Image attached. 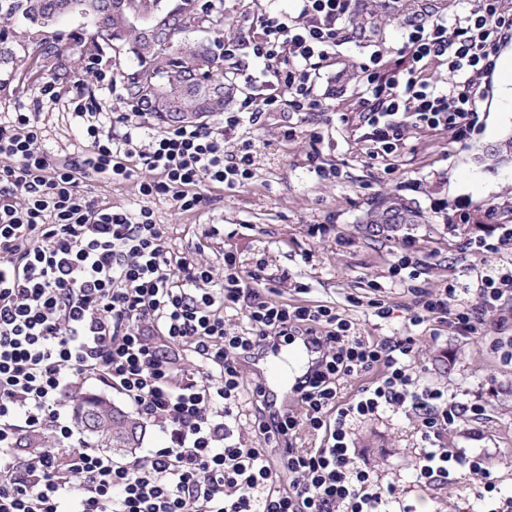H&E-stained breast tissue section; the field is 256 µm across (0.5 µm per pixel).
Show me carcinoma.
Segmentation results:
<instances>
[{"label": "carcinoma", "mask_w": 512, "mask_h": 512, "mask_svg": "<svg viewBox=\"0 0 512 512\" xmlns=\"http://www.w3.org/2000/svg\"><path fill=\"white\" fill-rule=\"evenodd\" d=\"M453 0H354L351 16L356 38L381 41L382 22L400 18L424 20L448 9ZM20 19L24 38L0 30V62L13 60L16 51L26 58L24 77L50 74L42 61L57 51H71L77 64L102 59L112 50V73L139 110L164 124L194 123L217 115L231 101L235 85L224 71V20L215 0H0V19ZM165 76L185 86L176 117L163 106H149L154 85ZM227 89L222 100L207 90ZM366 224L388 229L424 223L423 215L396 194L381 198L368 212ZM77 427L94 439V447L125 451L141 444L143 423L97 396L77 395Z\"/></svg>", "instance_id": "1"}]
</instances>
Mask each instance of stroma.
<instances>
[{
    "label": "stroma",
    "instance_id": "obj_1",
    "mask_svg": "<svg viewBox=\"0 0 512 512\" xmlns=\"http://www.w3.org/2000/svg\"><path fill=\"white\" fill-rule=\"evenodd\" d=\"M402 26L390 24L381 43L344 40L320 69L314 93L325 109L306 115L268 112L257 125H243L241 137L254 144V176L242 187H212L200 210L183 212L171 201L152 203L170 251L193 264L221 266L232 251L242 271L255 275L258 287L291 305H329L356 330L378 342L389 336L417 339L415 361L423 382L457 394L459 401L480 397L488 408L476 421H465L448 437L449 446L485 453L499 487L512 492V364L488 355L480 339L443 333L432 339L425 327L409 326L404 305L412 296L392 278L389 267L404 247L421 261L419 286L437 289L459 278L475 300L478 278L493 266L512 264V253L477 255L470 239L487 235L484 211L498 207L502 223L512 225V164L485 161L487 147L512 136V102L505 101L500 76H493L480 104V125L469 138L410 130L399 153L384 162L365 152V130L352 112L362 84L344 80V70L358 71L372 53L393 58L401 45ZM0 121L15 108L35 109L37 83L22 80L18 64L0 63ZM42 145L64 158L80 147L77 125L63 106L42 115ZM293 136H286V129ZM335 167L338 176L322 180L316 165ZM415 200L430 216L410 234L368 236L361 224L373 200L387 192ZM468 211L469 223L459 214ZM326 234H312L314 225ZM377 297L394 308L391 318L373 316L353 305L356 297ZM360 464L373 470L381 485H395L405 500L420 499L426 512H476L472 487L455 483L417 492L410 465L421 444L411 421L389 413L353 426Z\"/></svg>",
    "mask_w": 512,
    "mask_h": 512
}]
</instances>
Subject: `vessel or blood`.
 I'll return each instance as SVG.
<instances>
[{
  "label": "vessel or blood",
  "instance_id": "vessel-or-blood-1",
  "mask_svg": "<svg viewBox=\"0 0 512 512\" xmlns=\"http://www.w3.org/2000/svg\"><path fill=\"white\" fill-rule=\"evenodd\" d=\"M316 360L315 347L299 338L268 342L260 352L246 358L248 371L267 398V417L287 415L299 398V381L312 373Z\"/></svg>",
  "mask_w": 512,
  "mask_h": 512
}]
</instances>
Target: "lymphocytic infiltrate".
<instances>
[{
    "label": "lymphocytic infiltrate",
    "instance_id": "lymphocytic-infiltrate-1",
    "mask_svg": "<svg viewBox=\"0 0 512 512\" xmlns=\"http://www.w3.org/2000/svg\"><path fill=\"white\" fill-rule=\"evenodd\" d=\"M352 0H296L292 14L262 8L252 36L224 43V63L244 86L262 73L274 84L246 94L222 125L164 126L146 131L136 108L114 115L77 94L61 99L55 81L38 98L66 102L83 148L61 164L41 147L38 118L15 112L0 123V512H418L394 485H380L356 461L354 422L386 412L415 423L422 446L414 487L467 480L484 512H512L484 454L443 440L485 405L457 401L422 384L415 339L371 341L327 305L291 306L265 297L225 254L223 270L173 257L148 202L198 210L210 185L234 189L254 176L253 144H226L267 112H318L313 75L339 43ZM512 38V0H478L451 17L409 26L393 61L371 56L360 66L358 120L369 129L370 158L402 148L411 128L462 139L476 127L501 43ZM123 133L114 134L113 124ZM136 179L144 204L131 212L90 198L92 176ZM512 288V268L483 275L477 301L460 288H411L406 320L433 323L458 336H479L485 316ZM248 321L228 333L224 311ZM313 337L320 371L302 386L299 411L284 421L255 415L260 447L238 430L243 403L261 408L258 384L245 383L243 354L267 340ZM181 345L177 367L163 343ZM366 377L350 398L342 380ZM98 377L125 395L143 421L169 439L130 462L79 443L67 396ZM325 431L319 448H300L302 429ZM50 433L57 445L21 449L25 434Z\"/></svg>",
    "mask_w": 512,
    "mask_h": 512
}]
</instances>
